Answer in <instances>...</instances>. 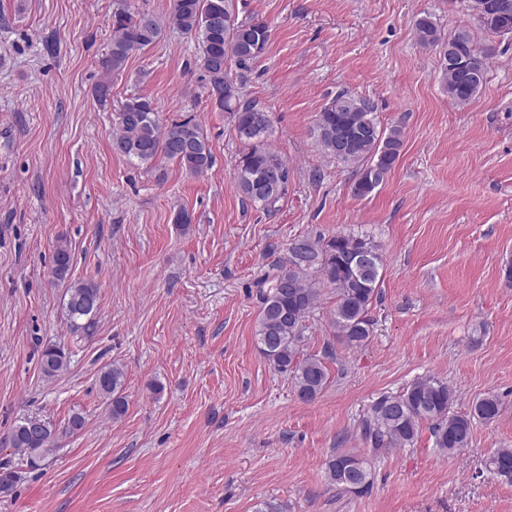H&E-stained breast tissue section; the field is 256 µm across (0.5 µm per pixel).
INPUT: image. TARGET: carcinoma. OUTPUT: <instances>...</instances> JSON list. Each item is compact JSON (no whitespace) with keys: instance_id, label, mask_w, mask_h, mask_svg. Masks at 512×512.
Segmentation results:
<instances>
[{"instance_id":"cac0c4a2","label":"carcinoma","mask_w":512,"mask_h":512,"mask_svg":"<svg viewBox=\"0 0 512 512\" xmlns=\"http://www.w3.org/2000/svg\"><path fill=\"white\" fill-rule=\"evenodd\" d=\"M487 4L481 22L493 34L512 35V0H474ZM235 0H173L168 24L198 38L202 80L212 107L232 115L236 136L243 146L236 161L234 181L239 192L255 207L269 211L288 190L286 161L265 145L270 134L269 113L258 101L246 99L230 77L229 63L239 70L260 58L269 43L268 23L257 15H234ZM113 36L109 52L101 59L102 78L92 94L101 104L110 99L111 77L122 72L130 55L158 41L163 34L160 18L147 9L130 5L112 16ZM419 40L428 45L443 44V37L427 17L418 19ZM456 63L442 58V80L448 96L459 104L468 103L485 81L467 83L459 69L468 68L487 75L491 53L477 45L466 30L453 33ZM374 102L362 95L341 90L323 107L316 119L318 141L324 152L354 169V196L364 198L382 183L399 158L402 130L394 125L382 128L375 117ZM114 151L147 167L159 158L174 161L194 176L206 174L214 157L199 123L189 116L165 123L153 101L142 96L126 99L114 113ZM72 264L68 244L58 242L52 276L63 279ZM382 255L371 240L351 234L330 239L299 237L288 245V259L281 264L267 292L260 294L257 325L261 353L281 372L290 375L299 398L315 399L326 387L328 370L321 359L302 353L305 319L316 308L324 284L336 295L332 325L336 338L349 347L365 344L373 333L370 316L382 276ZM99 288L92 281L78 282L68 289L65 303L73 324L89 331L99 309ZM68 356L51 344L41 353V371L55 377L66 369ZM124 372L112 365L101 369L98 390L108 402L112 418L123 416ZM454 392L448 383L433 377H418L403 392L377 399L359 424L367 454L343 451L327 462L328 478L337 487L362 493L372 484L371 460L384 448L414 445L420 425L430 423L434 445L453 453L469 445L474 420L490 422L500 413L494 395L478 399L470 411L452 410ZM11 447L37 468L55 450L50 426L38 433L29 430V420L18 423L9 440ZM488 468L512 481V448L498 449L487 461Z\"/></svg>"}]
</instances>
